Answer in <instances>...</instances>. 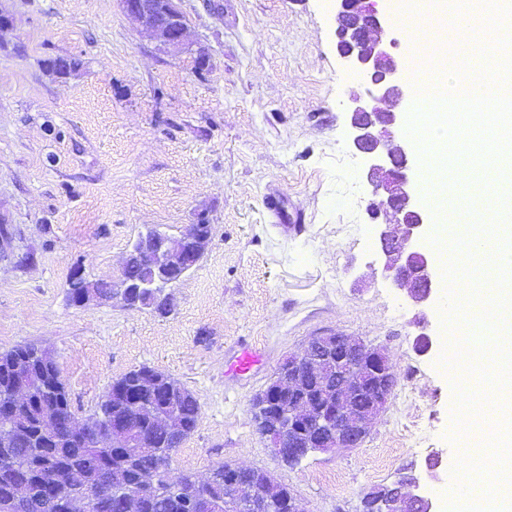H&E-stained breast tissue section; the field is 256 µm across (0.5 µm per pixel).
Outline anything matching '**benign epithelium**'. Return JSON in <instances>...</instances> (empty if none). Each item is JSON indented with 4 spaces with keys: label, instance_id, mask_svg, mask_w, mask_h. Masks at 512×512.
Returning a JSON list of instances; mask_svg holds the SVG:
<instances>
[{
    "label": "benign epithelium",
    "instance_id": "7a95c632",
    "mask_svg": "<svg viewBox=\"0 0 512 512\" xmlns=\"http://www.w3.org/2000/svg\"><path fill=\"white\" fill-rule=\"evenodd\" d=\"M336 37L339 55L367 79L366 97H356L350 109V136L354 149L362 157L364 172L373 193L382 196L381 207L371 209L374 217H386L378 225L379 251L385 259L384 270L393 281L420 307L418 324L421 332L414 339L418 353L432 351L435 338L427 332L426 309L437 301L438 275L433 253L426 239L433 216L422 204L418 194L419 164L414 148L397 139L406 124L404 108L382 110L378 104L392 101L398 106L408 92L403 74L405 63L395 56L386 41L390 22L379 6L380 0H337ZM124 14L134 18L141 30L163 48L184 47L186 17L179 0H119ZM198 259L191 252L174 249L164 235L153 237V245L142 253V263L165 273L172 263L196 266ZM329 352L336 353V372L340 383L323 389L328 407L299 405L284 412L269 402L267 393L259 394L256 409L278 419L277 430L265 434L279 456L302 457L316 451L306 440L312 429L328 437L324 451L338 452L356 448L368 434L366 416L350 414L353 394L371 390L369 414L383 412L389 396L381 382L394 380L387 353L343 334L317 335L304 349L288 357L272 380V390L295 392L288 383L306 381L317 374L319 364ZM421 476L409 480L411 490H403L396 502L384 497L378 502L394 505L399 512H436L432 499L420 488ZM80 485L76 477L69 480L66 497L68 512H88L95 500L112 493L111 486L94 493L75 492Z\"/></svg>",
    "mask_w": 512,
    "mask_h": 512
}]
</instances>
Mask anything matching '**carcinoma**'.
I'll return each instance as SVG.
<instances>
[{"label": "carcinoma", "instance_id": "carcinoma-1", "mask_svg": "<svg viewBox=\"0 0 512 512\" xmlns=\"http://www.w3.org/2000/svg\"><path fill=\"white\" fill-rule=\"evenodd\" d=\"M153 234L151 229L140 237L127 257L126 266L136 280L150 281L141 268L140 251ZM210 235V225H198V235L190 250L200 258ZM96 292L126 306H151L168 313V299L161 288H114L112 283L102 281L96 284ZM37 352L42 355L37 368L59 369L48 351L31 344L0 351V406L11 398V363L18 357ZM54 385L53 402L59 419L69 425L57 430L52 447L43 448L40 415L44 401L40 399L12 411L14 419L6 426V435L0 438V512H61L58 501L62 499L67 474L72 470L78 472L81 483L89 489L101 484L106 476H112V497L97 502L92 512H185L180 492L173 489L175 483L196 485L200 496L217 500L237 493V489L224 484V463L215 467L205 480H198L192 474H184L176 480L169 478L173 455L196 429L201 413L195 395L169 374L147 366L127 372L112 382L85 422L75 417L63 381L57 378ZM112 421H123L133 431L134 447L112 446ZM92 423L97 429L96 445L75 446L68 431L80 430ZM144 473L152 476L163 491L148 496L136 494L134 485ZM31 478L38 480L34 492L39 499L27 504L15 496L14 486ZM241 480L275 502L280 512H288V488L274 482L265 471L249 468L242 473Z\"/></svg>", "mask_w": 512, "mask_h": 512}]
</instances>
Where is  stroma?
Returning <instances> with one entry per match:
<instances>
[{"mask_svg":"<svg viewBox=\"0 0 512 512\" xmlns=\"http://www.w3.org/2000/svg\"><path fill=\"white\" fill-rule=\"evenodd\" d=\"M191 49L142 34L118 0H0V351L33 343L55 357L78 419L113 381L146 365L201 405L172 473L221 463L271 473L307 512H358L363 492L424 470L441 453L445 489L463 481L447 342L427 311L432 353L414 348L417 307L382 270L366 208L371 188L348 138L363 76L338 54L336 0H181ZM208 55L195 63L196 49ZM77 59L59 78L44 62ZM277 191L300 231L271 222ZM211 226L198 265L175 284L173 310L94 301L68 279L119 272L139 234ZM384 347L389 405L357 448L294 467L268 448L252 400L316 335ZM262 362L231 371L240 339Z\"/></svg>","mask_w":512,"mask_h":512,"instance_id":"obj_1","label":"stroma"}]
</instances>
